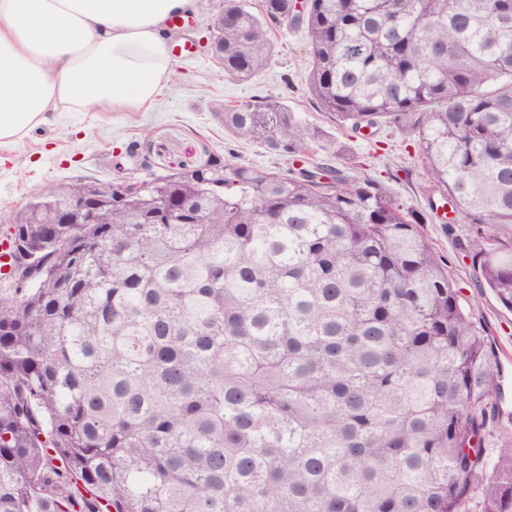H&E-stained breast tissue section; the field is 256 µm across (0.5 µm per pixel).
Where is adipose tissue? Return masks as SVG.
<instances>
[{"mask_svg": "<svg viewBox=\"0 0 512 512\" xmlns=\"http://www.w3.org/2000/svg\"><path fill=\"white\" fill-rule=\"evenodd\" d=\"M194 0H0V149L49 113L126 112L174 75L162 34Z\"/></svg>", "mask_w": 512, "mask_h": 512, "instance_id": "obj_1", "label": "adipose tissue"}]
</instances>
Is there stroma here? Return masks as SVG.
<instances>
[{"instance_id":"35a3bbf8","label":"stroma","mask_w":512,"mask_h":512,"mask_svg":"<svg viewBox=\"0 0 512 512\" xmlns=\"http://www.w3.org/2000/svg\"><path fill=\"white\" fill-rule=\"evenodd\" d=\"M224 9V0H196L193 26L187 38L196 44L192 57L174 58L176 74L152 102L128 112L82 109L53 112L46 124L20 144L0 150V239L11 217L32 195L46 187L90 179L100 183L114 177L143 180L150 174L184 171L204 160L205 150L228 154L235 162L280 166L279 157L252 140L226 136L214 118V105H242L260 97H277L303 121L323 126L345 144L350 157L365 165L405 206L426 209L421 188L426 180L417 150L408 146L394 126L380 125L353 132L332 123L307 92L308 45L300 32L281 30L273 36L274 51L263 72L248 81L226 78L207 53L210 25ZM437 255L472 302L477 320L489 327L498 362V396L506 419L493 430L495 442H512V311L493 293L480 287L481 276L457 248L468 225L447 226L430 220L422 224Z\"/></svg>"}]
</instances>
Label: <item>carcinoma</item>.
Segmentation results:
<instances>
[{
	"mask_svg": "<svg viewBox=\"0 0 512 512\" xmlns=\"http://www.w3.org/2000/svg\"><path fill=\"white\" fill-rule=\"evenodd\" d=\"M216 62L309 46L310 100L418 147L431 212L512 311V0H224ZM288 161L117 178L110 224L16 214L0 296V512H512L498 368L424 219L278 98L216 104Z\"/></svg>",
	"mask_w": 512,
	"mask_h": 512,
	"instance_id": "cac0c4a2",
	"label": "carcinoma"
}]
</instances>
